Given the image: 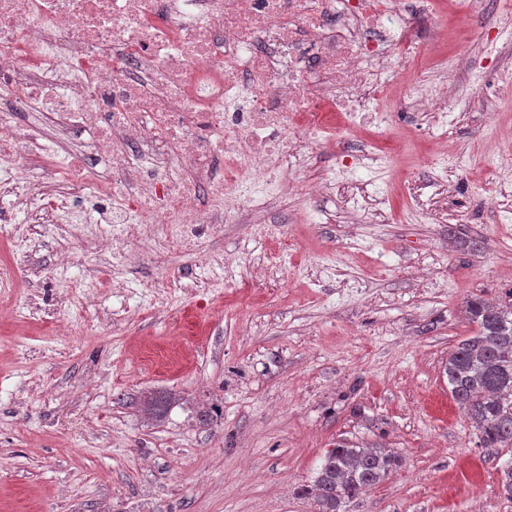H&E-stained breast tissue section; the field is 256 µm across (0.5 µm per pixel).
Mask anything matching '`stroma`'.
<instances>
[{
	"mask_svg": "<svg viewBox=\"0 0 512 512\" xmlns=\"http://www.w3.org/2000/svg\"><path fill=\"white\" fill-rule=\"evenodd\" d=\"M512 0L448 21V81L470 94L444 135L402 108L337 127L375 154L342 189L288 200L253 230L187 253L165 229L0 223V512H316L302 496L343 441L402 462L342 512H512L500 468L452 399L444 365L478 327L467 301L512 290V182L490 143L512 134ZM167 400L162 416L151 398Z\"/></svg>",
	"mask_w": 512,
	"mask_h": 512,
	"instance_id": "1",
	"label": "stroma"
}]
</instances>
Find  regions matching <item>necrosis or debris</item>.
Returning a JSON list of instances; mask_svg holds the SVG:
<instances>
[{
    "instance_id": "1",
    "label": "necrosis or debris",
    "mask_w": 512,
    "mask_h": 512,
    "mask_svg": "<svg viewBox=\"0 0 512 512\" xmlns=\"http://www.w3.org/2000/svg\"><path fill=\"white\" fill-rule=\"evenodd\" d=\"M456 0H0V192L37 211L28 165L59 167L57 206L107 202L184 250L221 224L326 184L297 156L335 123L377 120L386 72L415 68ZM427 23V40L406 39ZM91 129L58 161L17 124ZM117 179L92 183L81 157Z\"/></svg>"
}]
</instances>
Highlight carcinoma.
<instances>
[{
  "label": "carcinoma",
  "instance_id": "obj_1",
  "mask_svg": "<svg viewBox=\"0 0 512 512\" xmlns=\"http://www.w3.org/2000/svg\"><path fill=\"white\" fill-rule=\"evenodd\" d=\"M466 313L478 332L448 356L451 396L475 423L485 447L512 449V298L502 304L475 298ZM400 463L392 448L338 443L303 493L314 498L317 512H340L345 501L383 482Z\"/></svg>",
  "mask_w": 512,
  "mask_h": 512
}]
</instances>
